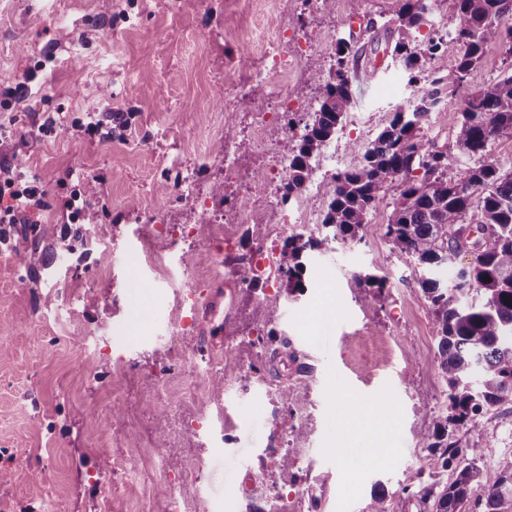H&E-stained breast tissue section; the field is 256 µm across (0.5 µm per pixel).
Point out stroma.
<instances>
[{
    "label": "stroma",
    "instance_id": "stroma-1",
    "mask_svg": "<svg viewBox=\"0 0 512 512\" xmlns=\"http://www.w3.org/2000/svg\"><path fill=\"white\" fill-rule=\"evenodd\" d=\"M398 0H0V162L18 180L44 192L27 238L0 240V512H99L111 481L115 512H165L158 487L128 477L162 455L169 474L199 463L198 497L206 512H265L277 492L296 493V512H368L374 491L390 512H419L402 494L410 470L429 468L422 436L448 403L435 363L433 317L418 298L413 264L384 236L390 208L380 201L358 244L325 242L307 260L302 291L280 278L255 289L236 286L230 327H216L208 351L235 372L223 392L204 386L199 409L223 405L224 438L182 435L166 446L168 416L151 402L161 373L184 372L176 346L173 290L122 245L130 225L149 215L168 224H196L200 211L162 183L189 173L201 195L223 183L214 145L238 143V165L264 160L252 147L248 113L228 114L223 97L244 68L266 64L263 43L278 22L297 26L312 48L287 77L258 85L257 98L281 88L308 98L314 77L332 74L336 38H350L353 105L331 140L336 163L321 189L298 207L322 220L336 173L351 166L410 96L386 38L373 26L394 16ZM462 95L446 98L423 128L426 138L454 142ZM123 127H115L113 115ZM99 131L87 135L88 122ZM93 185L91 229L71 223L77 183ZM157 252L180 250L210 296L223 299L235 270L213 271L194 242L155 239ZM386 277L376 303L363 299L357 276ZM276 310V355L252 346L264 329L257 306ZM111 340L125 367L96 354ZM312 368L292 405L271 380L287 381L286 342ZM417 356L408 362L407 353ZM127 401L119 419L106 415L115 389ZM371 406L373 438L386 451L372 460L364 447L337 463L334 449L351 435L337 416L340 400ZM459 447H480V484H493L512 457V426L500 412L458 430ZM298 461L278 469L270 451Z\"/></svg>",
    "mask_w": 512,
    "mask_h": 512
}]
</instances>
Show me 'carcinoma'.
Returning a JSON list of instances; mask_svg holds the SVG:
<instances>
[{
  "mask_svg": "<svg viewBox=\"0 0 512 512\" xmlns=\"http://www.w3.org/2000/svg\"><path fill=\"white\" fill-rule=\"evenodd\" d=\"M453 6L456 26L449 40L413 37L427 23L431 0H399L396 17L383 24L384 32L398 34L394 51L414 95L396 104L372 146L334 177L322 221L332 239L361 241L386 183L395 184L385 236L391 250L412 260L419 274L420 299L433 315L437 369L448 386L446 413L423 437L432 451L430 469L446 468L456 455L463 456L450 482L427 481L419 470L408 476L401 492L416 499L419 512H466L479 483L482 449L457 447L454 433L494 408L512 405V166L489 157L493 142L512 138V67L466 97L454 143L467 165H457L422 133L442 94L456 93L487 45L500 44L512 58V0H453ZM351 54V43L336 39L335 71L319 84L313 118L296 137L284 202L302 192L314 156L351 107ZM450 55L455 57L451 69ZM421 167L424 175H414ZM468 222L490 233L478 257L458 273L451 259L466 245ZM321 244L312 234L288 236L282 251L288 263L279 269L286 288L302 287L303 257ZM357 287L364 298L377 297L386 278L359 276ZM479 507L512 512V459L501 464L498 481L486 488Z\"/></svg>",
  "mask_w": 512,
  "mask_h": 512,
  "instance_id": "obj_1",
  "label": "carcinoma"
}]
</instances>
